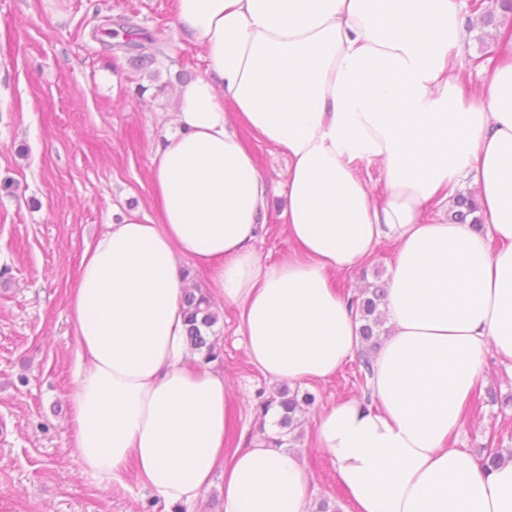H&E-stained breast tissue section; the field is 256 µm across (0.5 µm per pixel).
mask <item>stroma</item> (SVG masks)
Returning a JSON list of instances; mask_svg holds the SVG:
<instances>
[{
  "label": "stroma",
  "instance_id": "obj_1",
  "mask_svg": "<svg viewBox=\"0 0 512 512\" xmlns=\"http://www.w3.org/2000/svg\"><path fill=\"white\" fill-rule=\"evenodd\" d=\"M120 16L163 42L153 72L93 39L94 27ZM466 29L467 89L476 94L475 63L493 55L494 41L475 20ZM205 70L204 48L172 0H0V512H167L135 478L111 491L74 458L68 297L85 249L107 225L136 210L153 214L151 168L175 87ZM248 146L270 192L254 248L273 263L293 250L278 217L288 159L267 144ZM395 255L394 244L380 245L372 261L331 283L346 295L384 284ZM217 313L212 336L223 355L214 366L233 379L235 443L245 448L256 435L254 406L271 387L239 343L233 310ZM358 372L351 359L311 386L314 411L364 397ZM492 435L512 448V404H483L449 444L475 452ZM299 446L314 499L347 508L325 458L309 439Z\"/></svg>",
  "mask_w": 512,
  "mask_h": 512
}]
</instances>
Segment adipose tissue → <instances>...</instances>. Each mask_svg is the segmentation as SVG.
Masks as SVG:
<instances>
[{"label": "adipose tissue", "mask_w": 512, "mask_h": 512, "mask_svg": "<svg viewBox=\"0 0 512 512\" xmlns=\"http://www.w3.org/2000/svg\"><path fill=\"white\" fill-rule=\"evenodd\" d=\"M206 71L178 85L151 173L155 217L108 225L81 260L74 325V456L107 487L128 474L193 512L224 473V512H313L296 450L227 452L233 393L187 338L182 263L206 270L270 384L333 379L360 347L334 275L397 247L370 400L314 420L312 445L351 512H512V460L482 473L448 445L485 380L512 363V29L480 93L460 82L464 0H175ZM289 160L268 264L253 242L269 193L239 130ZM378 164L369 183L362 166ZM476 231L432 214L463 180ZM502 241L491 251L490 240Z\"/></svg>", "instance_id": "obj_1"}]
</instances>
